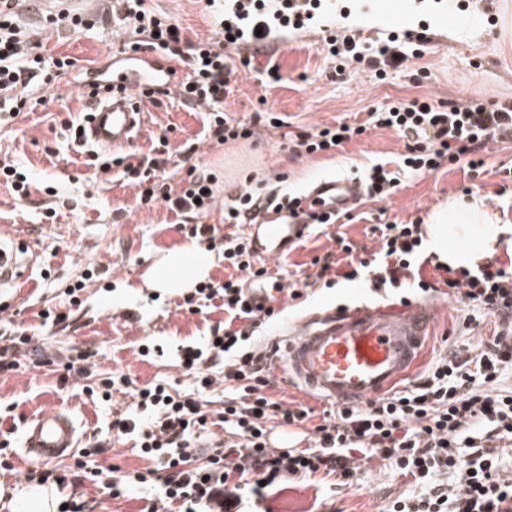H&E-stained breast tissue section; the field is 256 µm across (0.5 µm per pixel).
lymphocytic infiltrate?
Listing matches in <instances>:
<instances>
[{
  "mask_svg": "<svg viewBox=\"0 0 512 512\" xmlns=\"http://www.w3.org/2000/svg\"><path fill=\"white\" fill-rule=\"evenodd\" d=\"M112 20L130 33L124 51L185 59L189 79L177 95L184 105L204 109L210 142L221 146L253 138L255 128L225 112L224 98L236 66H249L271 40L266 22H254L256 34L243 46L226 28L217 40L188 42L180 24L146 9L144 0H115ZM327 45L342 73L356 62L380 74L406 59L395 34L368 55L348 34L330 37ZM242 46L246 55L233 58L232 50ZM73 66L68 56L48 60L36 53L29 33L13 19L12 0H0V126L29 111L26 87L53 86ZM88 116V110H81L65 126L74 150L89 165L105 174L120 168L127 184L137 188L141 205L161 200L170 211L194 215L193 237L211 238L215 229L206 222L215 202L211 173L198 172L175 187L160 181L158 174L168 163L164 135L150 153L113 159L87 149L80 130ZM369 117L365 126L323 124L300 134L298 151L325 154L364 134L367 127L387 128L406 140L401 168L427 174L447 162L481 167L490 145L512 139L508 102L469 100L438 107L424 97L392 102ZM297 198L294 192L238 189L224 202V221L251 224L263 208L289 211ZM372 231L378 248L363 257L354 256L352 242L337 237L336 250L312 259L313 281L332 288L363 278L375 289L399 291L403 304L444 293L464 306L460 320L465 329L475 330L491 318L494 335L480 338L473 348L438 355L412 385L366 403L334 407L320 424H312L311 409L284 405L267 392L270 366L256 334L273 320L274 312L252 305L242 280L267 278L268 269L259 265L243 235L225 236L224 266L231 276L198 285L182 302L192 314L206 313L211 302H220L227 315L225 328L212 331L203 342L173 349L197 390L212 387V368L223 367L226 394L219 421L224 435L209 448H199L210 426L200 401L172 395L161 383L132 388L138 412L115 420L112 428L117 436H134L141 457L152 466L100 480L104 493L117 498L132 487L150 489L148 512H242L246 500L265 498L267 487L290 478L321 473L350 483L360 456L373 453L425 487L422 495L395 499L391 512H512V473H505L500 463L501 449L512 447V391L497 386L499 377L512 371V266L490 263L470 271L438 263V277L431 281L421 273L420 222L376 224ZM275 424L305 426L307 446L285 453L270 447L267 434ZM444 474L452 475L451 484L441 482Z\"/></svg>",
  "mask_w": 512,
  "mask_h": 512,
  "instance_id": "1",
  "label": "lymphocytic infiltrate"
}]
</instances>
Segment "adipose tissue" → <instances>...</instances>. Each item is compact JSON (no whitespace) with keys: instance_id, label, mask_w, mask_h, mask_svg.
Instances as JSON below:
<instances>
[{"instance_id":"ef3b65f1","label":"adipose tissue","mask_w":512,"mask_h":512,"mask_svg":"<svg viewBox=\"0 0 512 512\" xmlns=\"http://www.w3.org/2000/svg\"><path fill=\"white\" fill-rule=\"evenodd\" d=\"M426 231L427 250L455 269H474L501 247H512V225L496 223L485 201L475 197L433 210ZM211 263L204 249L174 250L154 265L145 285L157 292H186L207 277Z\"/></svg>"}]
</instances>
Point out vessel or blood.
<instances>
[{
  "mask_svg": "<svg viewBox=\"0 0 512 512\" xmlns=\"http://www.w3.org/2000/svg\"><path fill=\"white\" fill-rule=\"evenodd\" d=\"M112 91L98 100L84 128L93 146L116 151L142 131L143 113L133 96L168 90L186 80L184 70L152 60L146 53L116 57ZM364 193L359 179L323 177L316 180L295 206L297 218L261 214L248 225L246 237L262 260L280 259L307 233L312 217L337 214L357 206ZM14 252L0 247V288L24 282L32 268L31 249L23 225L11 234ZM434 310L430 303L340 306L312 312L286 335L269 344L272 374L287 377L315 392L321 400L340 404L374 399L406 379L419 361ZM82 425L69 411L52 407L30 417L22 430V452L33 464H46L73 455Z\"/></svg>",
  "mask_w": 512,
  "mask_h": 512,
  "instance_id": "1",
  "label": "vessel or blood"
}]
</instances>
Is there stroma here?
<instances>
[{
    "mask_svg": "<svg viewBox=\"0 0 512 512\" xmlns=\"http://www.w3.org/2000/svg\"><path fill=\"white\" fill-rule=\"evenodd\" d=\"M341 3L340 9L322 15L307 28L269 42L265 54L231 80L232 91L224 100L226 112L249 126L257 125L259 115L276 112L287 117V130L260 127L258 135L249 140L212 145L204 139L203 113L182 106L171 95L145 103L146 132L132 143V150L148 152L152 135L164 131L169 137L171 161L166 174L171 182L186 178L193 167L214 173L218 204L207 222L218 227L220 234L228 232L221 202L240 185L264 190L280 186L301 193L317 178H357L376 163L396 170L405 151L403 139L395 131L368 124L370 112L394 100L428 97L437 105L472 98L489 105L512 102V0H416L400 24L392 18L389 0H377L371 9L364 0ZM145 5L171 16L190 40L215 35L219 0H145ZM111 7L110 0H69L66 11L81 14L87 21L80 33L51 25L52 13L42 6L16 10L17 21L28 29L41 53L70 56L75 66L53 87L34 89L40 104L32 112L14 126L0 127V159L27 167L38 185L23 201L0 185V225H26L40 255L39 268L32 271L26 287L0 293V301L10 308L0 316V346L21 334L35 339L30 349L19 352L17 369L0 373V443L9 442L8 459L13 466L9 472L0 469L4 488L16 487L27 470L19 458L24 422L48 407L73 413L82 424L83 440L106 441L94 469L146 467L131 440L111 438L113 421L135 411L128 389L114 391L111 402L98 401L84 390L82 379L63 369V358L90 354L95 383L123 374L138 387L161 381L171 393L184 394L191 391L192 382L171 355V348L202 342L225 318L220 309L204 315L184 312L179 308L181 293L159 294L145 286V275L155 261L167 252L194 245L188 230L192 218L176 216L161 202L150 208L139 205L132 186L117 180L114 173L86 166L68 145L63 121L81 109V73L121 49L122 32L108 15ZM344 27L367 45L400 27L426 30L427 41L403 65L388 69L385 78L370 70L340 75L327 57L325 38ZM272 65L278 67L281 80L268 84L261 72ZM339 121L364 124L368 130L331 156L295 152L297 135ZM188 142L197 143V152H183ZM48 185L55 186L66 201L52 221L42 217L44 208L54 203L55 196L44 191ZM465 185L487 202L496 223L512 225V141L493 145L478 172L457 164L427 175H402L390 198L364 199L354 211V220L312 225L288 258L269 262L268 267L286 281H304L311 272L312 258L333 247L337 234H345L356 248L374 251L372 225L428 218L435 206L461 198ZM44 270L50 273L45 280L40 277ZM85 272L96 274L97 279L88 282L76 304L67 290ZM389 301L385 294L370 292L362 281L332 288L317 285L306 290L302 304L285 308L281 323L266 326L264 332L274 334L281 324L294 323L323 305ZM47 306L60 319L46 326L39 312ZM458 309L455 300L439 298L423 361H430L444 347L468 348L476 345L479 336L493 333L490 324L477 334L460 328L455 322ZM150 341L163 346L164 355L141 357L142 345ZM77 492L91 512H144L152 496L151 490L139 488L112 498L87 479ZM416 492L411 477L373 457L363 460L351 484L320 475L290 479L265 500L247 502L246 509L388 512L395 498Z\"/></svg>",
    "mask_w": 512,
    "mask_h": 512,
    "instance_id": "35a3bbf8",
    "label": "stroma"
}]
</instances>
